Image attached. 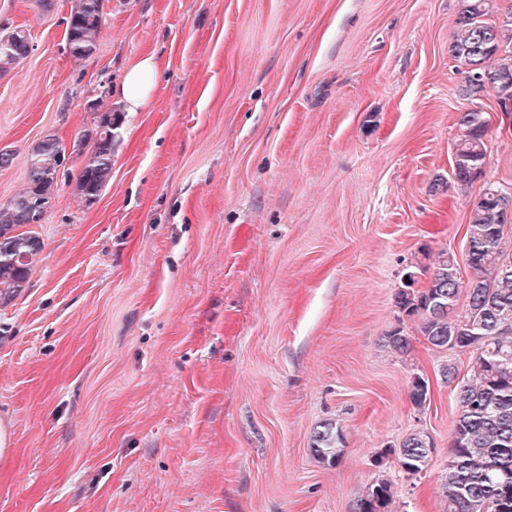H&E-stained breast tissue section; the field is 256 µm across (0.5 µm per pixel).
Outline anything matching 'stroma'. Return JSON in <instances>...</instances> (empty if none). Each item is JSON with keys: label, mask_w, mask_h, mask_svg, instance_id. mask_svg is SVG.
Returning <instances> with one entry per match:
<instances>
[{"label": "stroma", "mask_w": 512, "mask_h": 512, "mask_svg": "<svg viewBox=\"0 0 512 512\" xmlns=\"http://www.w3.org/2000/svg\"><path fill=\"white\" fill-rule=\"evenodd\" d=\"M73 0H0L29 56L0 74V203L44 135L71 144L126 113L95 203L61 169L28 285L0 306V512H354L378 477L392 512H441L457 405L395 295L440 251L465 264L485 184L512 189L495 96L461 93L460 0H104L97 51L68 53ZM489 121L487 165L453 180L458 113ZM402 327L408 356L383 345ZM431 401L415 407L414 374ZM341 427L338 464L312 452ZM427 433L424 477L393 448ZM160 71L154 54L139 58L126 69L117 93L126 112H139L147 106Z\"/></svg>", "instance_id": "35a3bbf8"}]
</instances>
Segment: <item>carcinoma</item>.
I'll return each mask as SVG.
<instances>
[{
	"label": "carcinoma",
	"instance_id": "carcinoma-1",
	"mask_svg": "<svg viewBox=\"0 0 512 512\" xmlns=\"http://www.w3.org/2000/svg\"><path fill=\"white\" fill-rule=\"evenodd\" d=\"M486 0H462L449 51L465 67L464 95L479 98L494 92L498 104L512 100V8L489 21ZM104 23L102 0H74L66 19V45L76 60L91 58ZM32 49L29 34L17 27L0 37V72L19 64ZM122 112L104 113L95 133L81 135L72 152L84 157L76 176L78 195L90 201L100 196L112 176V157ZM452 172L459 186L480 178L486 165L488 122L484 112L469 109L457 115ZM67 148L53 134L45 135L31 150L27 186L0 204V304L17 297L26 287L44 246L27 229L45 217L42 202L55 199L58 174ZM512 230L499 187L487 185L474 203L466 228V277H460L455 257L443 251L432 263L425 284L403 288L396 307L420 319L427 344L457 349L469 355L470 369L463 377L442 379L455 385L457 416L452 432L448 476L442 512H512V245L505 233ZM466 293L463 310L448 319L445 305H457ZM384 346L406 355L411 342L401 327L385 333ZM412 404L428 401L427 380L419 374L409 385ZM343 431L327 424L315 432L312 449L323 462L341 457ZM430 436L410 434L396 450L407 479L426 473L432 457ZM393 484L382 478L368 485L356 500L355 512H390Z\"/></svg>",
	"mask_w": 512,
	"mask_h": 512
}]
</instances>
